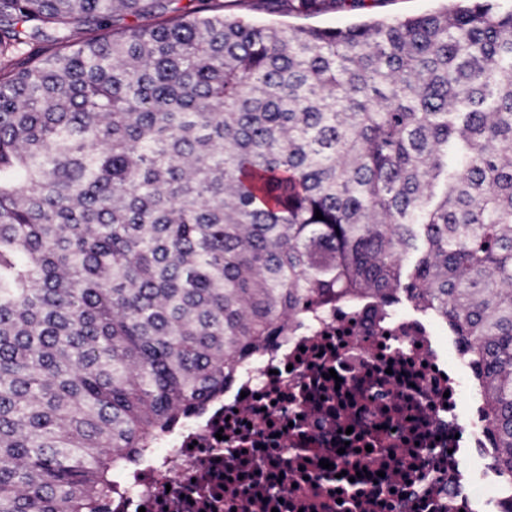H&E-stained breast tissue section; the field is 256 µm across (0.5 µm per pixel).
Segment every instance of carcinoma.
<instances>
[{
  "mask_svg": "<svg viewBox=\"0 0 512 512\" xmlns=\"http://www.w3.org/2000/svg\"><path fill=\"white\" fill-rule=\"evenodd\" d=\"M177 2L0 0V512H106L345 299L446 320L512 485V0ZM225 3L226 15H241L255 22L284 25H305L319 27H338L349 24L356 17V12H327L313 16H297L289 14L269 13L262 0H248L245 5H232V0H222ZM221 1V2H222ZM441 3L439 0H382L370 11L380 18L401 17L432 12Z\"/></svg>",
  "mask_w": 512,
  "mask_h": 512,
  "instance_id": "cac0c4a2",
  "label": "carcinoma"
}]
</instances>
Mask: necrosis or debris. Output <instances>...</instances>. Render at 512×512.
Here are the masks:
<instances>
[{"mask_svg":"<svg viewBox=\"0 0 512 512\" xmlns=\"http://www.w3.org/2000/svg\"><path fill=\"white\" fill-rule=\"evenodd\" d=\"M472 375L438 318L332 305L243 362L223 399L121 476L108 512H345L350 488L355 512H500L512 488Z\"/></svg>","mask_w":512,"mask_h":512,"instance_id":"obj_1","label":"necrosis or debris"}]
</instances>
